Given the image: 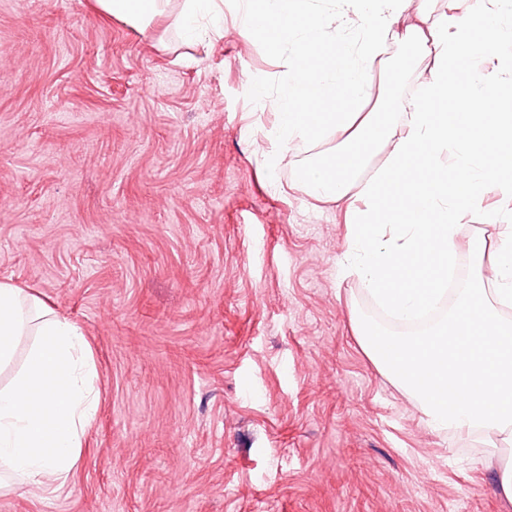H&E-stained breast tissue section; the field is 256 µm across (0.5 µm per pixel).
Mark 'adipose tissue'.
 <instances>
[{"instance_id": "obj_1", "label": "adipose tissue", "mask_w": 512, "mask_h": 512, "mask_svg": "<svg viewBox=\"0 0 512 512\" xmlns=\"http://www.w3.org/2000/svg\"><path fill=\"white\" fill-rule=\"evenodd\" d=\"M94 0L96 12L138 29L170 18L180 40L224 35V0ZM245 34L292 43L288 73L277 94L255 83L258 105L273 112L272 138L291 148L337 140L342 148L307 159L296 181L310 196L356 198L342 275H357L400 319L435 302L456 254L462 210L481 207L486 193L512 199V0H450L432 15L411 0H342L341 19L311 17L308 0H241ZM415 18L397 30L407 11ZM340 25L354 41L334 39L329 52L317 31ZM414 46L423 63L420 93L406 105L404 124L383 121L373 67L388 42ZM489 60L481 72L473 56ZM451 152L454 163L437 162ZM383 155L375 171L370 159ZM476 266L445 319L419 336L369 343L372 360L416 395L434 429L480 432L484 462L498 463L512 442V232L494 246L469 245ZM34 335L23 369L0 387V464L40 490L64 485L82 438L96 416L94 366L85 336L67 317L33 295L0 282V367L22 337Z\"/></svg>"}]
</instances>
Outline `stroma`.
<instances>
[{"label":"stroma","instance_id":"stroma-1","mask_svg":"<svg viewBox=\"0 0 512 512\" xmlns=\"http://www.w3.org/2000/svg\"><path fill=\"white\" fill-rule=\"evenodd\" d=\"M388 52L398 124L417 50ZM287 54L230 5L204 47L0 0V281L78 324L100 397L68 482L0 470V512H512L479 434L433 429L357 333L345 207L296 183L313 149L272 141L249 92ZM508 224L492 192L462 212L458 275Z\"/></svg>","mask_w":512,"mask_h":512}]
</instances>
